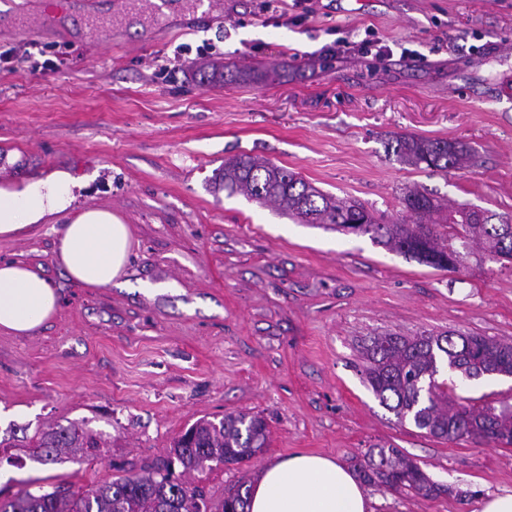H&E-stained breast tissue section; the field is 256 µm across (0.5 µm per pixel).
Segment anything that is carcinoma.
I'll list each match as a JSON object with an SVG mask.
<instances>
[{"label": "carcinoma", "mask_w": 512, "mask_h": 512, "mask_svg": "<svg viewBox=\"0 0 512 512\" xmlns=\"http://www.w3.org/2000/svg\"><path fill=\"white\" fill-rule=\"evenodd\" d=\"M394 152L406 164L435 170L462 167L470 159L460 141L427 140L400 135ZM219 184L228 194L277 205L304 224H331L338 231L359 225L392 251L417 257L437 269L457 267L449 241L461 236L477 242L493 256L512 259V222L493 223L496 215L460 208L448 222L432 220L441 210L438 200L413 190L403 198L411 224H381L356 201L339 199L312 186L296 174L267 161L242 154L224 162ZM365 377L380 403L400 422L409 421L427 434L444 440H487L512 445V406L479 409L448 398L437 375L443 366L467 377L491 372L512 373V344L487 336L451 334L413 337L388 333L366 346ZM268 428L259 415L227 414L219 421L199 420L174 438L169 457L139 471L120 470L110 480L85 487L62 480L51 488L25 490L0 501V512H248L249 489L241 482L215 504L204 488L174 478L178 464L183 472L203 475L224 464H240L266 446ZM32 447L46 461L63 455L91 456L100 441L81 425H58L32 437ZM360 478L395 493L425 496L448 493L449 487L433 482L412 459L396 448L370 452L360 466Z\"/></svg>", "instance_id": "1"}]
</instances>
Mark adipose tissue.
<instances>
[{
	"label": "adipose tissue",
	"mask_w": 512,
	"mask_h": 512,
	"mask_svg": "<svg viewBox=\"0 0 512 512\" xmlns=\"http://www.w3.org/2000/svg\"><path fill=\"white\" fill-rule=\"evenodd\" d=\"M73 181L59 170L19 187H0V239L13 238L50 216L69 213L58 232L53 259L81 284L105 288L121 279L132 229L111 211L95 207L70 214ZM60 308L41 267L0 262V333L30 336ZM249 512H371L355 474L336 460L299 453L267 463L250 494Z\"/></svg>",
	"instance_id": "obj_1"
}]
</instances>
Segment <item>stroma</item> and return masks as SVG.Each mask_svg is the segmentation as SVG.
Masks as SVG:
<instances>
[{"label": "stroma", "mask_w": 512, "mask_h": 512, "mask_svg": "<svg viewBox=\"0 0 512 512\" xmlns=\"http://www.w3.org/2000/svg\"><path fill=\"white\" fill-rule=\"evenodd\" d=\"M119 0H0V186L63 168L76 207L131 225L127 286L89 288L52 260L67 215L0 240V261L41 265L61 306L33 336L0 334V499L27 484L140 468L206 417H263L269 442L201 479L208 496L269 461L321 454L350 470L394 446L449 494L369 485L373 512H478L512 492V446L446 441L399 423L362 375L386 333L512 343V260L476 245L441 270L371 236L303 224L215 181L247 153L298 173L382 223L415 187L443 210L512 218V0H222L113 24ZM43 19L19 28L23 14ZM224 65L201 82L199 66ZM460 140L473 165L402 163L394 136ZM439 377L457 401L512 402V377ZM79 422L96 458L43 461L29 439Z\"/></svg>", "instance_id": "obj_1"}]
</instances>
